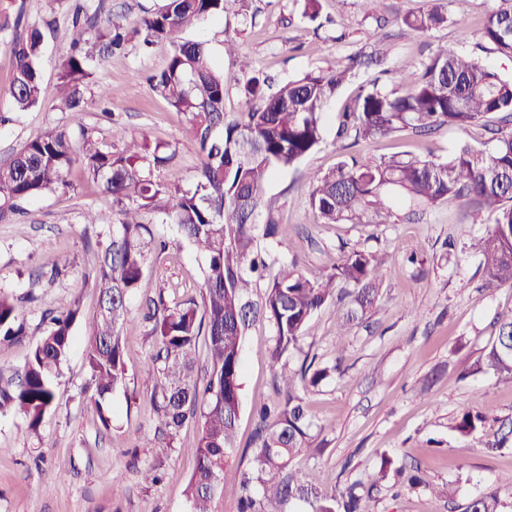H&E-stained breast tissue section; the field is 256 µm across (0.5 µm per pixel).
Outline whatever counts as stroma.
<instances>
[{
  "label": "stroma",
  "instance_id": "obj_1",
  "mask_svg": "<svg viewBox=\"0 0 512 512\" xmlns=\"http://www.w3.org/2000/svg\"><path fill=\"white\" fill-rule=\"evenodd\" d=\"M163 0H0L10 20L21 26L52 23L42 59L43 103L0 125V162L27 140L69 124L58 109L57 68L67 49L72 12L140 17ZM430 0H320L317 19L305 13V0H245L229 5L223 18L189 29L185 39L205 43L224 69L235 67L225 56L232 39L249 58L253 75L281 84L309 71L347 66L359 50L384 41L389 49L378 66L357 69L350 83L327 107L323 140L297 165L275 171L265 186L277 205L278 233L257 236L255 249L267 262L264 278L254 280L253 295L262 297L282 261L299 258L307 277L330 271L355 250L381 257V289L365 320L340 330L343 300L334 301L310 320L302 348L288 358L299 367L305 355L316 358L330 375L302 397L309 418L323 429L325 444L299 455L293 467L316 473L326 490L356 485L366 512H462L468 500L496 487L512 512V488L498 480L512 471V441L501 450L494 443L512 427V387L489 374L464 376L497 331V320L512 317V287L484 290L476 241L491 224L487 213L466 200L451 199L410 210L391 194L390 224H321L309 208L311 178L334 169L346 154L366 162L403 154L446 161L461 144L489 148L482 126L466 130L442 127L426 136L401 133L351 144L337 130L346 102L359 87L378 83L390 90L394 74L407 63L427 62L440 47L473 50L480 22L498 0H470L466 13H452L447 27L419 35L399 24L400 16L426 9ZM169 47L149 52L130 44L101 62L97 77L115 87L109 100L88 87L83 115L86 133L109 140L113 126L165 145L174 157L157 179L190 188L200 164L196 146L184 131V117L149 88L146 78L168 62ZM69 188L25 202L23 212L0 222V290L24 299L26 334L0 343V369L23 368L30 348L42 337L44 317L60 298L77 300L85 316L98 306L92 271L100 250L98 235L118 218L111 197L73 166ZM93 210L102 224L85 223ZM158 234L168 249L151 262L128 302L125 331L126 376L106 399L111 419L103 427L97 409L87 402L84 325H76V342L61 367L55 406L38 430L20 415L0 416V512H189L186 496L195 459L188 449L199 426L186 424L173 442L157 434L151 398L167 380L148 366L155 351L152 324L144 314L149 300L200 299L203 260L182 244L175 226L161 224ZM274 330L258 322L242 347L241 416L236 445L224 468V495L218 512H237L239 480L249 464L243 451L252 441L253 410L274 395L273 369L267 357ZM486 421L472 436L452 429L466 408ZM393 469L382 470L383 458ZM159 466L162 479L145 482L142 472ZM418 468L424 485L410 487L397 467Z\"/></svg>",
  "mask_w": 512,
  "mask_h": 512
}]
</instances>
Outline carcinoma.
I'll return each mask as SVG.
<instances>
[{
	"label": "carcinoma",
	"mask_w": 512,
	"mask_h": 512,
	"mask_svg": "<svg viewBox=\"0 0 512 512\" xmlns=\"http://www.w3.org/2000/svg\"><path fill=\"white\" fill-rule=\"evenodd\" d=\"M231 0H164L155 12L133 22L124 16L75 10L68 51L58 62L61 109L71 126L48 130L27 141L6 163H0V222L21 212V204L65 189L78 164L119 206L118 219L107 225L97 258L93 286L100 297L97 312L86 323L85 356L90 380L85 393L99 411L102 401L125 380L123 333L129 324L127 301L150 262L165 249L157 244L155 215L160 224H174L182 238L204 259L201 301L153 302L151 334L159 350L152 363L164 364L169 386L152 398L161 425L171 432L191 419L200 422L192 452L196 467L187 486L191 512H216L223 489L220 478L234 448L241 412V352L244 336L259 316L273 327L268 350L275 368L276 401L258 411L250 468L242 473L239 512H283L303 502L311 512H363L354 488L323 490L314 473L301 478L293 459L313 447V423L307 420L299 389L316 387L328 368L304 363L290 371L285 354L301 349L311 318L338 297L349 298L341 327L363 319L376 306L382 261L372 253L353 251L333 272L306 278L297 259L281 263L261 301L249 299L251 274L264 267L254 252L258 225L253 217L265 210L264 233L274 234L276 221L265 185L277 168L290 167L322 142V116L353 76V69L379 62L383 45L359 51L342 70L308 72L272 89L257 77L246 83L247 107L236 119L224 118V91L251 70L239 60V73L217 67L200 42L181 39L186 30L224 16ZM469 0H435L426 13H407L402 23L425 33L448 23V5ZM481 41L512 58V0H502L486 15ZM46 30L36 25L15 35L8 47L14 72L8 89L9 110L17 114L41 106V61ZM147 48L158 41L172 46L165 70L149 78L153 92L185 117L186 131L200 150L192 187L169 188L154 179L172 155L146 139L128 137L117 127L112 139L123 147L112 151L85 133V93L94 68L103 57L131 40ZM498 116L490 129L491 152L463 145L444 163L393 156L376 163L352 157L336 169L312 178L310 208L323 224H390L388 193L395 190L411 207L437 205L450 197L468 198L492 215V225L476 248L481 255L483 286L512 287V76L490 63L448 48H439L409 85L385 91L374 85L360 90L344 108L341 132L354 131V142L400 132L427 133L460 129ZM79 129L74 136L73 129ZM81 319L78 304L59 301L46 334L32 347L23 370L6 379L0 372V414L21 415L35 430L59 391L60 366L73 343V326ZM25 335L18 301L0 291V341ZM209 365L205 383L194 378L197 352ZM490 373L512 386V318L500 320L485 353L461 376ZM485 418L477 410L458 414L452 429L462 437L474 434ZM260 482L263 498L251 495ZM463 512H502L498 489L471 499Z\"/></svg>",
	"instance_id": "carcinoma-1"
}]
</instances>
